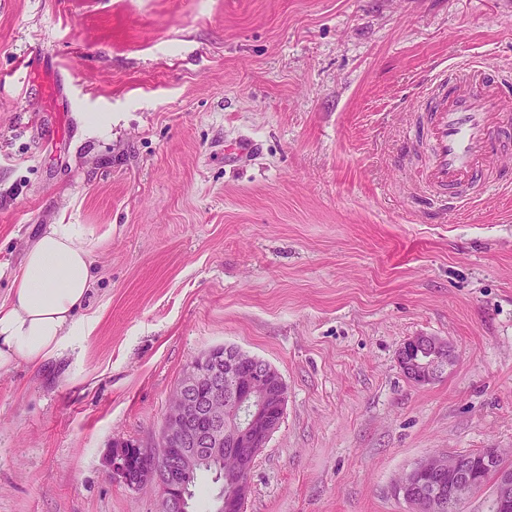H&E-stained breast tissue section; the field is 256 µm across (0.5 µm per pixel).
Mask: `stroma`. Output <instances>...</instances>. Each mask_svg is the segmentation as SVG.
<instances>
[{"mask_svg":"<svg viewBox=\"0 0 512 512\" xmlns=\"http://www.w3.org/2000/svg\"><path fill=\"white\" fill-rule=\"evenodd\" d=\"M471 58L512 79V0H0V298L46 225L92 265L86 335L0 372V512H157L112 444L219 345L288 387L245 512H409L431 455L512 462V192L421 180L418 92ZM420 334L453 350L424 386ZM448 355V356H447ZM450 346L435 336H413L400 348L398 360L407 379L416 384H427L445 370Z\"/></svg>","mask_w":512,"mask_h":512,"instance_id":"obj_1","label":"stroma"}]
</instances>
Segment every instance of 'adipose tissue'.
I'll list each match as a JSON object with an SVG mask.
<instances>
[{
    "mask_svg": "<svg viewBox=\"0 0 512 512\" xmlns=\"http://www.w3.org/2000/svg\"><path fill=\"white\" fill-rule=\"evenodd\" d=\"M79 224H52L26 252L0 301V371L41 365L84 335L90 257Z\"/></svg>",
    "mask_w": 512,
    "mask_h": 512,
    "instance_id": "obj_1",
    "label": "adipose tissue"
}]
</instances>
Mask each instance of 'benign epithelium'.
Returning a JSON list of instances; mask_svg holds the SVG:
<instances>
[{
    "label": "benign epithelium",
    "mask_w": 512,
    "mask_h": 512,
    "mask_svg": "<svg viewBox=\"0 0 512 512\" xmlns=\"http://www.w3.org/2000/svg\"><path fill=\"white\" fill-rule=\"evenodd\" d=\"M450 346L435 336H414L400 348L398 360L407 379L416 384L435 380L448 364ZM287 402L286 384L270 364H256L238 349L212 347L184 369L172 392L155 443L143 447L131 441L112 448V479L136 490L156 486L158 512H189L185 494L207 458L224 457V469L237 475V494L224 497L219 512H234L247 498L257 444L279 428ZM230 442L245 453L222 451ZM146 462L139 480L129 479L133 460ZM492 477L493 512H512V467L497 448L477 454L445 452L430 456L409 469L395 486V494L411 512H446L485 489Z\"/></svg>",
    "instance_id": "obj_1"
}]
</instances>
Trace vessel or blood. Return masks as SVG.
Segmentation results:
<instances>
[{
    "instance_id": "vessel-or-blood-1",
    "label": "vessel or blood",
    "mask_w": 512,
    "mask_h": 512,
    "mask_svg": "<svg viewBox=\"0 0 512 512\" xmlns=\"http://www.w3.org/2000/svg\"><path fill=\"white\" fill-rule=\"evenodd\" d=\"M484 65L458 66L456 80L446 71L431 79L422 101L429 114L428 162L421 174L432 189L448 191L455 210L474 204L468 189L480 184L490 191L501 184L494 172L496 150L512 141V94L485 79Z\"/></svg>"
}]
</instances>
